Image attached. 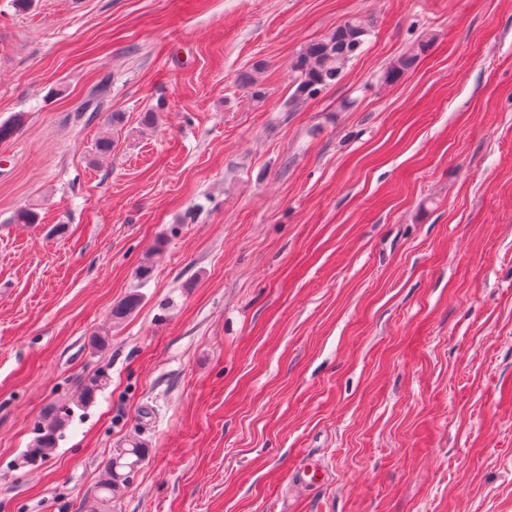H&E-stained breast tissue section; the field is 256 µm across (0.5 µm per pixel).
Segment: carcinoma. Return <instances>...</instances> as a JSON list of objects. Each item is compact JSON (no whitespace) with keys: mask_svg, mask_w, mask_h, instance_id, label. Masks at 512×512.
Returning a JSON list of instances; mask_svg holds the SVG:
<instances>
[{"mask_svg":"<svg viewBox=\"0 0 512 512\" xmlns=\"http://www.w3.org/2000/svg\"><path fill=\"white\" fill-rule=\"evenodd\" d=\"M369 34L368 25L359 16L345 19L330 34L322 39L307 43L291 61L295 73V96L313 98L327 87L338 83L345 74L349 62L357 56ZM418 54L400 57L386 72V79L398 80L416 62ZM262 65H255L251 71L241 76V84L249 90L251 99L257 102L265 98L260 74ZM141 303V296L132 293L112 307V323L120 324L131 315ZM108 378L103 373L90 377L83 385L77 407H85L93 402L97 392L107 385ZM72 407H62L55 411L50 420L40 428V435L32 447L27 449L19 460V466H37L47 461L62 438V429L67 425ZM148 449L139 441L127 443L118 448L104 467V473L96 486L95 493L83 499L85 512H108L112 499L118 497L130 484L131 478L145 460Z\"/></svg>","mask_w":512,"mask_h":512,"instance_id":"obj_1","label":"carcinoma"}]
</instances>
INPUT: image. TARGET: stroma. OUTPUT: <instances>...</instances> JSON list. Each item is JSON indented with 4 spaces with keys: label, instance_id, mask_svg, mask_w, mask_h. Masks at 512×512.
I'll list each match as a JSON object with an SVG mask.
<instances>
[{
    "label": "stroma",
    "instance_id": "1",
    "mask_svg": "<svg viewBox=\"0 0 512 512\" xmlns=\"http://www.w3.org/2000/svg\"><path fill=\"white\" fill-rule=\"evenodd\" d=\"M352 15L362 52L294 98L291 59ZM19 114L0 512H80L131 440L149 454L111 512H512V0H0V123ZM108 378L104 373H97L90 377L83 385L78 399L74 402L76 407H86L93 402L97 392L107 385ZM72 407H62L55 411L50 420L40 428L39 436L31 445L32 448L22 454L19 467L37 466L47 461L63 437L61 430L67 425Z\"/></svg>",
    "mask_w": 512,
    "mask_h": 512
}]
</instances>
